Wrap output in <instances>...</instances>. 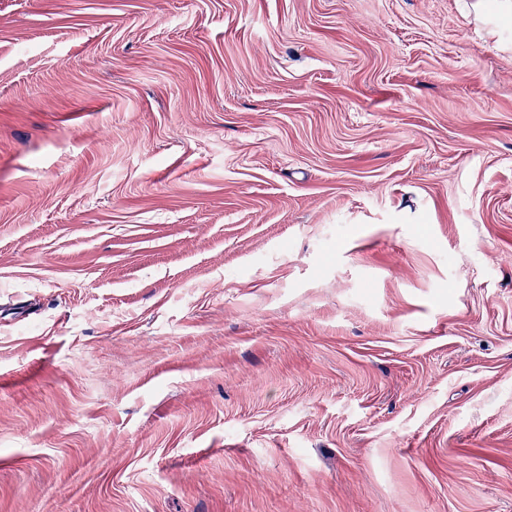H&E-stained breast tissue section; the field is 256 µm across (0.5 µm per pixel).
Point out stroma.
Returning <instances> with one entry per match:
<instances>
[{
    "instance_id": "1",
    "label": "stroma",
    "mask_w": 512,
    "mask_h": 512,
    "mask_svg": "<svg viewBox=\"0 0 512 512\" xmlns=\"http://www.w3.org/2000/svg\"><path fill=\"white\" fill-rule=\"evenodd\" d=\"M0 512H512V27L0 0Z\"/></svg>"
}]
</instances>
